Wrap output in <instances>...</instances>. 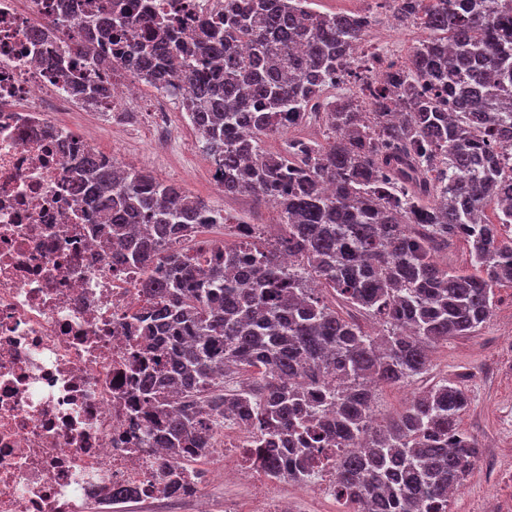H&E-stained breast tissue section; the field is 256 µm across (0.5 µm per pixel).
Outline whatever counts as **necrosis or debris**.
Listing matches in <instances>:
<instances>
[{"label":"necrosis or debris","instance_id":"4bbe7bcc","mask_svg":"<svg viewBox=\"0 0 512 512\" xmlns=\"http://www.w3.org/2000/svg\"><path fill=\"white\" fill-rule=\"evenodd\" d=\"M87 0H0V512H86L120 488L136 501L177 503L165 482L176 473L193 512H307L336 494L327 465L296 496L287 476H268L245 454V426L215 430L224 466L216 491L201 470L145 441L137 396L147 359L133 323L148 305L140 268L112 254L91 210L70 186V147L95 145L92 125L60 122L67 112H118L129 100L127 73L97 47L93 75L111 97L87 102L47 65L61 45L38 19L80 13ZM185 22L224 0H123Z\"/></svg>","mask_w":512,"mask_h":512}]
</instances>
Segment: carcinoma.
Masks as SVG:
<instances>
[{
    "instance_id": "1",
    "label": "carcinoma",
    "mask_w": 512,
    "mask_h": 512,
    "mask_svg": "<svg viewBox=\"0 0 512 512\" xmlns=\"http://www.w3.org/2000/svg\"><path fill=\"white\" fill-rule=\"evenodd\" d=\"M310 2L228 0L190 34L116 2L113 16L85 18L134 78L168 92L190 85L189 118L224 195L274 207L273 240L91 149L67 166L112 250L145 270L150 306L136 331L162 356L142 375L149 436L172 456L190 448L201 459L215 426L232 418L256 429L259 443H289L267 449L272 476L304 483L314 454L336 449V497L348 512H448L479 462L461 426L466 392L439 382L379 424L373 384L426 373L431 349L479 330L495 289L512 285V164L498 155L512 153V140H500L512 130V0H393L399 24L423 37L374 86L361 69L380 48L353 56L373 17L325 14ZM137 27L148 37L127 39ZM41 35L66 36L54 64L79 76L82 98L109 97L107 83L74 65L88 46L69 17L44 21ZM182 54L195 68L180 78L171 61ZM311 123L328 131L325 141L265 148L266 138ZM232 222L238 246L194 256L178 248ZM451 241L466 245L468 269L435 260ZM240 372L252 382L224 392V378ZM169 388L175 403L163 395Z\"/></svg>"
}]
</instances>
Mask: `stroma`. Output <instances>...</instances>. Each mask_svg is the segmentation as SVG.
I'll list each match as a JSON object with an SVG mask.
<instances>
[{"label": "stroma", "instance_id": "1", "mask_svg": "<svg viewBox=\"0 0 512 512\" xmlns=\"http://www.w3.org/2000/svg\"><path fill=\"white\" fill-rule=\"evenodd\" d=\"M96 148L119 161L150 171L184 191L218 202L227 213L254 224H274L277 213L249 194L216 198L209 180L212 163L201 150L194 127H179L174 144L156 148L146 127L132 131L122 145L101 130ZM446 380L466 388L471 403L463 427L477 439L481 461L450 502V512H512V288L496 291L491 318L471 336H455L438 345L428 371L401 385H380L376 411L386 420L417 392Z\"/></svg>", "mask_w": 512, "mask_h": 512}]
</instances>
